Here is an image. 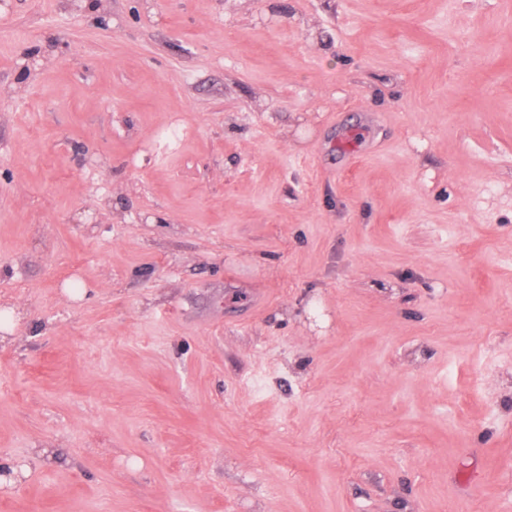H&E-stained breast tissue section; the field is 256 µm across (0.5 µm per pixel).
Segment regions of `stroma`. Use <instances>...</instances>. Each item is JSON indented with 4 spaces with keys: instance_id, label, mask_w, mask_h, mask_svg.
I'll list each match as a JSON object with an SVG mask.
<instances>
[{
    "instance_id": "1",
    "label": "stroma",
    "mask_w": 512,
    "mask_h": 512,
    "mask_svg": "<svg viewBox=\"0 0 512 512\" xmlns=\"http://www.w3.org/2000/svg\"><path fill=\"white\" fill-rule=\"evenodd\" d=\"M0 512H512V0H0Z\"/></svg>"
}]
</instances>
